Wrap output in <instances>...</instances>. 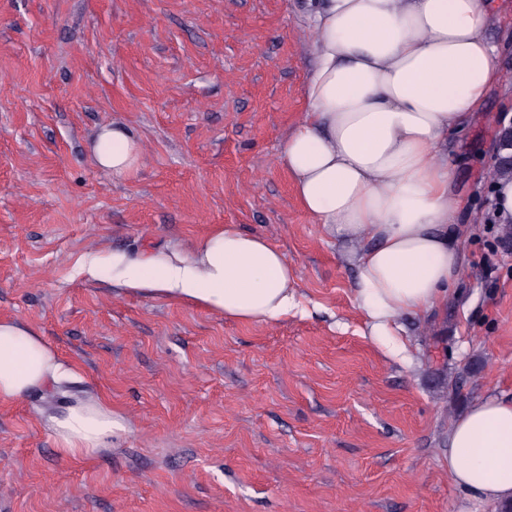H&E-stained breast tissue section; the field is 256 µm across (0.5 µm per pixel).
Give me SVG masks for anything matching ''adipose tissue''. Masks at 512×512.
I'll list each match as a JSON object with an SVG mask.
<instances>
[{"mask_svg": "<svg viewBox=\"0 0 512 512\" xmlns=\"http://www.w3.org/2000/svg\"><path fill=\"white\" fill-rule=\"evenodd\" d=\"M491 21V0H326L313 17L305 117L281 161L304 212L350 243L371 335H394L398 315L431 311L458 291L462 203L442 148L499 79ZM95 153L117 176L139 159L133 135L116 125L100 131ZM123 285L244 323L279 319L294 303L286 255L232 224L190 251L130 264ZM60 371L37 331L0 319V402ZM52 428L62 455L83 457L121 424L94 404L70 408ZM448 473L474 496L512 502V395L476 400L452 423Z\"/></svg>", "mask_w": 512, "mask_h": 512, "instance_id": "ef3b65f1", "label": "adipose tissue"}]
</instances>
